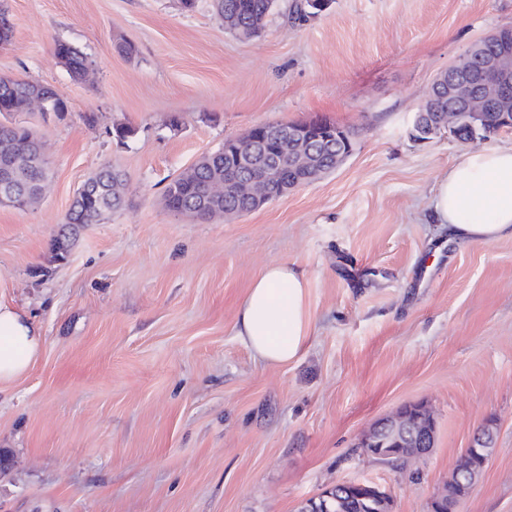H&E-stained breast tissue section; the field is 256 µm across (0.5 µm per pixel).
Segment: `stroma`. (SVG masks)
<instances>
[{"label": "stroma", "instance_id": "35a3bbf8", "mask_svg": "<svg viewBox=\"0 0 512 512\" xmlns=\"http://www.w3.org/2000/svg\"><path fill=\"white\" fill-rule=\"evenodd\" d=\"M293 2L243 40L210 0H0L13 24L0 76L69 107L0 115L32 128L49 162L37 203L0 204V297L44 338L0 382V512H299L347 481L429 512L490 416L491 457L459 512H512V239L429 223L437 181L485 143L411 136L436 76L512 27V0H333L305 22ZM59 42L92 72L71 77ZM315 120L352 134L333 172L245 214L166 207L167 185L225 139ZM105 164L125 175L123 208L67 223ZM282 261L307 278L311 332L271 365L236 319ZM413 403L436 417L432 450L404 470L363 454L360 436Z\"/></svg>", "mask_w": 512, "mask_h": 512}]
</instances>
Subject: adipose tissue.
Segmentation results:
<instances>
[{"label":"adipose tissue","instance_id":"ef3b65f1","mask_svg":"<svg viewBox=\"0 0 512 512\" xmlns=\"http://www.w3.org/2000/svg\"><path fill=\"white\" fill-rule=\"evenodd\" d=\"M431 220L470 243L512 239V147L482 148L465 154L437 183ZM305 275L285 262L265 267L237 313L240 336L269 364L296 357L311 324ZM28 315L0 300V382L26 372L42 346Z\"/></svg>","mask_w":512,"mask_h":512}]
</instances>
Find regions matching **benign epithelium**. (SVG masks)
Segmentation results:
<instances>
[{
  "mask_svg": "<svg viewBox=\"0 0 512 512\" xmlns=\"http://www.w3.org/2000/svg\"><path fill=\"white\" fill-rule=\"evenodd\" d=\"M445 96L448 111L438 114L439 128L453 129L461 113L451 103L465 105V111L478 118L484 112L495 111L512 116V49L499 48L487 53L482 43H475L448 67V80H435L426 101ZM320 122L288 128L278 125L263 127L260 139L247 137L231 149L232 160L224 162V181L211 185V201H245L256 210L271 196L274 176L291 170L301 176L288 180L294 189L311 180L316 170L311 166L314 156L312 134L322 128ZM0 189L13 200L27 205L36 198L38 191L20 189L14 169L5 163L0 166ZM497 421L491 417L473 436L465 450L461 464L455 465L446 484L434 493L431 512H458V507L478 484L491 455L486 446L494 435ZM437 421L432 412L422 404H410L395 415L378 421L360 440L359 447L375 448L390 441L395 464L407 463L429 453L435 445ZM354 499L360 512H394L390 493L380 485L365 481L338 483L320 495L306 500L300 512H341L344 499Z\"/></svg>",
  "mask_w": 512,
  "mask_h": 512,
  "instance_id": "benign-epithelium-1",
  "label": "benign epithelium"
}]
</instances>
